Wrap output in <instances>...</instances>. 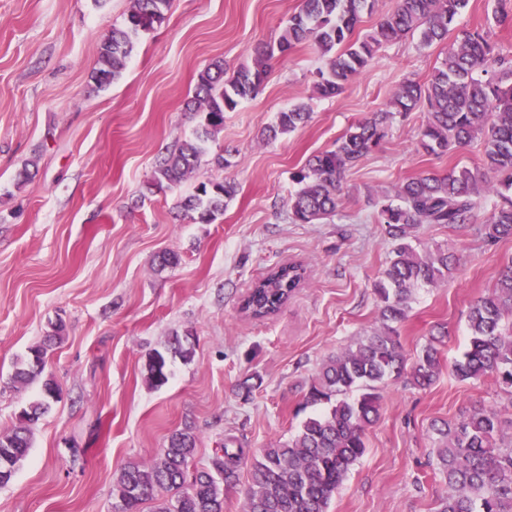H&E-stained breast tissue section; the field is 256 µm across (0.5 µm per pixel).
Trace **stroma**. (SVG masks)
<instances>
[{"label":"stroma","instance_id":"35a3bbf8","mask_svg":"<svg viewBox=\"0 0 512 512\" xmlns=\"http://www.w3.org/2000/svg\"><path fill=\"white\" fill-rule=\"evenodd\" d=\"M301 5L171 0L165 21L140 33L121 75L101 88L91 78L99 48L130 0H0V435L40 399L44 379L59 387L32 427L28 456L0 485V512H118L113 488L124 467L152 462L186 426L197 435L191 469L210 466L226 440L245 449L225 499V512H243L250 459L322 413L305 402L322 362L379 322L373 286L394 244L374 221L372 195L423 171L483 170L482 140L439 157L418 148L421 107L346 172L335 217L291 223L293 172L385 110L403 79L427 81L446 52L412 38L384 45L340 94L323 98L312 92L323 60L304 44L273 61L258 94L225 112L208 144L224 165L202 166L198 179L237 185L222 215L210 224L184 218L177 201L189 182L146 193L160 158L199 124L186 101L200 71L215 59L231 71L251 62ZM299 103L311 121L265 140L278 113ZM486 216L480 208L471 224L419 228L422 247L458 258L448 281L415 289L400 328L411 362L446 330L439 376L427 390L403 377L381 384L366 453L328 512H438L447 486L434 421L478 406L512 419V395L493 378L462 382L452 372L469 342L470 303L512 257V239L484 242ZM163 251L178 264L158 269ZM290 262L306 278L287 304L264 318L245 313L254 282ZM186 332L192 360H171L167 383L150 386L148 354ZM39 345L41 378L14 383L16 359Z\"/></svg>","mask_w":512,"mask_h":512}]
</instances>
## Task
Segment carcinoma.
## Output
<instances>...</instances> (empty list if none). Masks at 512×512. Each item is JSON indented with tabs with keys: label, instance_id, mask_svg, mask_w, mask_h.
Returning a JSON list of instances; mask_svg holds the SVG:
<instances>
[{
	"label": "carcinoma",
	"instance_id": "cac0c4a2",
	"mask_svg": "<svg viewBox=\"0 0 512 512\" xmlns=\"http://www.w3.org/2000/svg\"><path fill=\"white\" fill-rule=\"evenodd\" d=\"M376 0H302L273 44L255 49L250 64L232 74L215 60L198 75L188 110L202 113L193 136L156 166L151 186L171 191L199 170L205 144L224 127V112L253 97L266 79L269 61L301 44H309L324 59L316 72L314 90L323 97L342 91L366 67L382 46L418 36L422 47L449 43L448 50L426 84L401 82L387 109L351 125L333 150L309 159L292 180L298 189L288 198V218L316 224L336 214L347 170L377 149L396 116L426 104L427 119L418 146L430 155H444L475 139H483L486 171L456 166L444 174L424 171L385 188L371 198L376 223L386 226L395 243L394 256L374 284L379 324L355 346L322 363L306 394V403L326 404V411L307 418L297 435L277 442L254 459L249 470L245 512H328L329 503L351 467L365 454L366 427L381 409L379 385L401 376L406 364L399 325L407 318L413 290L448 279L457 258L440 246L419 251L413 246L423 224H469L482 201L490 202L481 231L490 241L512 238V57L492 42L485 29H462L453 42L448 33L469 0H394L393 9L373 31L352 39L363 14ZM171 0H131L126 22L112 27L102 42L92 78L103 87L116 80L134 48V39L165 19ZM486 25L512 27V0H497ZM310 119L303 105L277 115L268 138L288 134ZM236 193L229 181H201L183 198L180 209L191 221L211 224ZM298 263L283 264L254 283L244 299L251 316L278 312L305 279ZM469 345L454 364L461 381L492 377L512 394V259L498 270L494 288L473 300L468 310ZM432 338L411 367L410 382L431 386L439 369ZM194 336H174L165 352L149 353L146 380L159 387L168 381V356L187 361ZM47 348L31 349L27 366L14 378L26 382L42 372ZM57 386L48 380L42 400L22 411L13 429L0 436V484L7 483L32 447L30 425L48 409ZM441 444L436 448L448 494L439 512H512V441L503 435L499 412L480 406L460 420L434 425ZM197 436L190 427L173 432L165 448L149 465L131 463L114 488L119 512H140L147 502L152 512H224V495L238 480L242 447L224 444L211 467L188 477Z\"/></svg>",
	"mask_w": 512,
	"mask_h": 512
}]
</instances>
